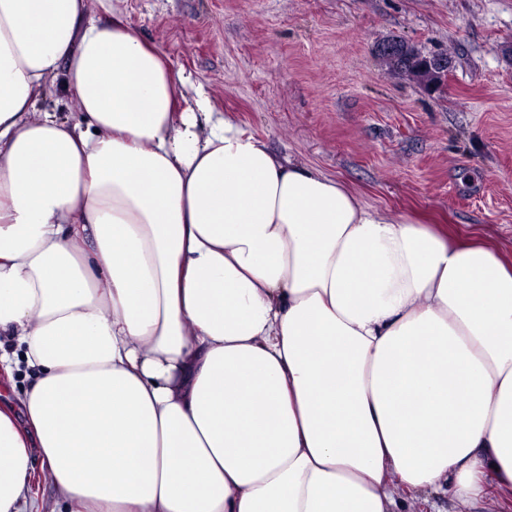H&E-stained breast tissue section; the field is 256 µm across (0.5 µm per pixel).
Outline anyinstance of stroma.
I'll use <instances>...</instances> for the list:
<instances>
[{"label": "stroma", "mask_w": 512, "mask_h": 512, "mask_svg": "<svg viewBox=\"0 0 512 512\" xmlns=\"http://www.w3.org/2000/svg\"><path fill=\"white\" fill-rule=\"evenodd\" d=\"M215 111L370 207L512 258V0H111ZM399 38L451 56L427 91L387 74Z\"/></svg>", "instance_id": "obj_1"}]
</instances>
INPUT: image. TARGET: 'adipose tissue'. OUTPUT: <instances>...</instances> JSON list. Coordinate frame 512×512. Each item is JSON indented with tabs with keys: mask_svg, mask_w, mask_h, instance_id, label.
<instances>
[{
	"mask_svg": "<svg viewBox=\"0 0 512 512\" xmlns=\"http://www.w3.org/2000/svg\"><path fill=\"white\" fill-rule=\"evenodd\" d=\"M61 72L84 123L36 111ZM194 94L87 0H0V512H497L512 263Z\"/></svg>",
	"mask_w": 512,
	"mask_h": 512,
	"instance_id": "1",
	"label": "adipose tissue"
}]
</instances>
